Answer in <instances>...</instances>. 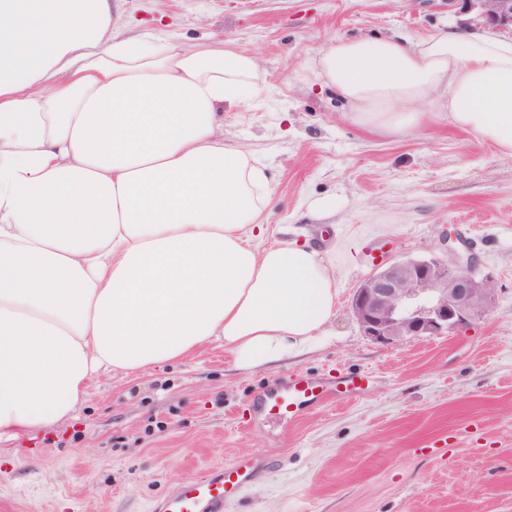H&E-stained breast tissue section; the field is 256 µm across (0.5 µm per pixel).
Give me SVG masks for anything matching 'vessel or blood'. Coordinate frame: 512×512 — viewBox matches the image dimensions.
<instances>
[{
    "instance_id": "b4317fda",
    "label": "vessel or blood",
    "mask_w": 512,
    "mask_h": 512,
    "mask_svg": "<svg viewBox=\"0 0 512 512\" xmlns=\"http://www.w3.org/2000/svg\"><path fill=\"white\" fill-rule=\"evenodd\" d=\"M370 379L352 374L329 379L302 375L291 377L284 385L263 395L258 403L268 417L296 419L303 407L333 402L344 396L366 393ZM259 462L252 456H239L231 467L212 469L199 479L181 483L153 506L154 512H224L226 498L253 480Z\"/></svg>"
}]
</instances>
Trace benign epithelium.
<instances>
[{
    "mask_svg": "<svg viewBox=\"0 0 512 512\" xmlns=\"http://www.w3.org/2000/svg\"><path fill=\"white\" fill-rule=\"evenodd\" d=\"M485 24L512 31V0H465ZM446 232V255L384 264L354 291L351 311L365 336L380 344L443 336L484 319L496 303L493 281L477 258Z\"/></svg>",
    "mask_w": 512,
    "mask_h": 512,
    "instance_id": "7a95c632",
    "label": "benign epithelium"
}]
</instances>
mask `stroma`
Instances as JSON below:
<instances>
[{"label": "stroma", "instance_id": "1", "mask_svg": "<svg viewBox=\"0 0 512 512\" xmlns=\"http://www.w3.org/2000/svg\"><path fill=\"white\" fill-rule=\"evenodd\" d=\"M128 30L256 53L263 93L224 114V132L266 166L269 221L317 248L336 242L335 335L272 368L235 369L221 343L181 364L91 385L65 423L0 452V512H152L180 483L238 455L265 459L224 512H512V158L444 112L406 134L357 123L321 86L329 40L407 41L453 25L484 29L464 0H120ZM334 215L314 218L318 199ZM458 233L492 277L487 318L447 336L383 345L350 299L388 260L444 254ZM364 373L366 396L294 421L255 400L290 375Z\"/></svg>", "mask_w": 512, "mask_h": 512}]
</instances>
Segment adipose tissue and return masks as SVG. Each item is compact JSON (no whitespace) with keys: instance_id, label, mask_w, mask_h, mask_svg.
<instances>
[{"instance_id":"obj_1","label":"adipose tissue","mask_w":512,"mask_h":512,"mask_svg":"<svg viewBox=\"0 0 512 512\" xmlns=\"http://www.w3.org/2000/svg\"><path fill=\"white\" fill-rule=\"evenodd\" d=\"M315 74L384 133L424 105L512 157V36L335 39ZM264 89L221 40L125 35L112 0H0V441L94 380L223 343L251 371L332 334V252L269 241L265 165L224 136Z\"/></svg>"}]
</instances>
